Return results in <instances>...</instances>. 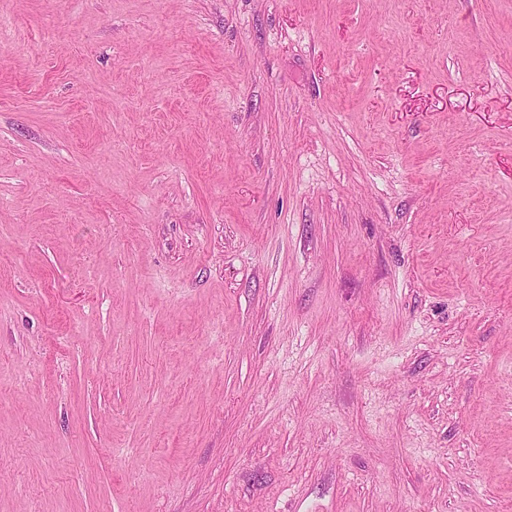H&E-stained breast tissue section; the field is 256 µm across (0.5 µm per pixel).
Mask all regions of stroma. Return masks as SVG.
Returning <instances> with one entry per match:
<instances>
[{
  "label": "stroma",
  "instance_id": "35a3bbf8",
  "mask_svg": "<svg viewBox=\"0 0 512 512\" xmlns=\"http://www.w3.org/2000/svg\"><path fill=\"white\" fill-rule=\"evenodd\" d=\"M0 512H512V0H0Z\"/></svg>",
  "mask_w": 512,
  "mask_h": 512
}]
</instances>
